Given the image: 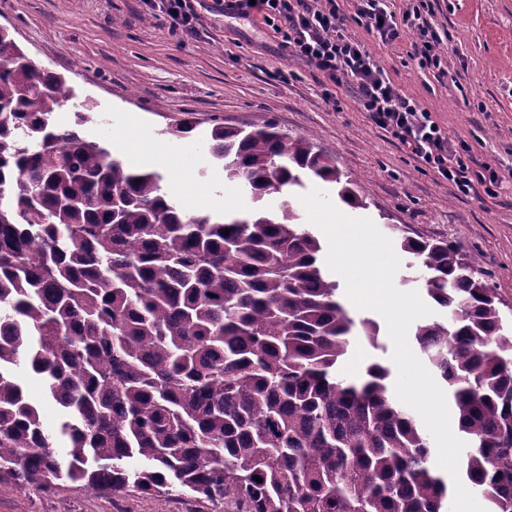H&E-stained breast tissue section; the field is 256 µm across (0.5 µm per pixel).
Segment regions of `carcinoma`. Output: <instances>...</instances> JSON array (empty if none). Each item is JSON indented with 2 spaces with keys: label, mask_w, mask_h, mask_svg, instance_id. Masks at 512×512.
Masks as SVG:
<instances>
[{
  "label": "carcinoma",
  "mask_w": 512,
  "mask_h": 512,
  "mask_svg": "<svg viewBox=\"0 0 512 512\" xmlns=\"http://www.w3.org/2000/svg\"><path fill=\"white\" fill-rule=\"evenodd\" d=\"M71 99L0 28V483L177 492L230 512H445L449 479L391 369L340 375L352 339L379 325L349 315L289 202L188 214L157 173L83 136L89 104L58 125ZM207 149L256 202L316 180L364 205L312 139L273 124H216ZM398 242L446 312L412 336L448 385L465 482L486 512H512L499 298L447 241ZM23 366L64 409L53 431Z\"/></svg>",
  "instance_id": "carcinoma-1"
}]
</instances>
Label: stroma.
I'll list each match as a JSON object with an SVG mask.
<instances>
[{
	"label": "stroma",
	"mask_w": 512,
	"mask_h": 512,
	"mask_svg": "<svg viewBox=\"0 0 512 512\" xmlns=\"http://www.w3.org/2000/svg\"><path fill=\"white\" fill-rule=\"evenodd\" d=\"M395 14L420 6L441 37L443 72L409 57L413 32L381 43L348 22L347 34L372 51L393 81L480 163L512 170V0H389ZM196 36L173 33L145 0H0V26L40 67L62 75L74 103L90 102L95 120L82 132L103 142L127 167L137 162L119 145L131 126L147 138L177 146L170 124L193 116L192 164L187 172L158 166L163 190L189 179L174 199L190 214L220 213L224 173L208 160L205 140L217 123L232 128L272 123L292 136H312L318 149L359 181L362 208L347 216L371 219L378 229L406 226L411 235L438 238L475 255L512 323V184L497 197L460 194L375 127L351 89L337 104L304 63L284 57L273 31L225 18L224 0H197ZM387 333L377 343L355 338L341 370L363 376L373 363L391 365ZM220 502L193 496L136 492L115 495L64 484L49 490L0 483V512H224Z\"/></svg>",
	"instance_id": "stroma-1"
}]
</instances>
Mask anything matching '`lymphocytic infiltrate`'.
<instances>
[{"mask_svg": "<svg viewBox=\"0 0 512 512\" xmlns=\"http://www.w3.org/2000/svg\"><path fill=\"white\" fill-rule=\"evenodd\" d=\"M224 13L232 18L258 19L280 38L282 50L314 68L329 87L328 103H335L336 90L354 86L359 103L374 125L390 133L411 156L452 182L465 194L494 196L503 178L472 155L461 153L447 130L430 110L405 94L361 42L345 33L346 18L338 0H224ZM419 9L395 17L387 0H358L354 16L358 24L383 41L400 38L402 29L417 31L411 56L420 67L440 68L439 37L419 25Z\"/></svg>", "mask_w": 512, "mask_h": 512, "instance_id": "obj_1", "label": "lymphocytic infiltrate"}]
</instances>
